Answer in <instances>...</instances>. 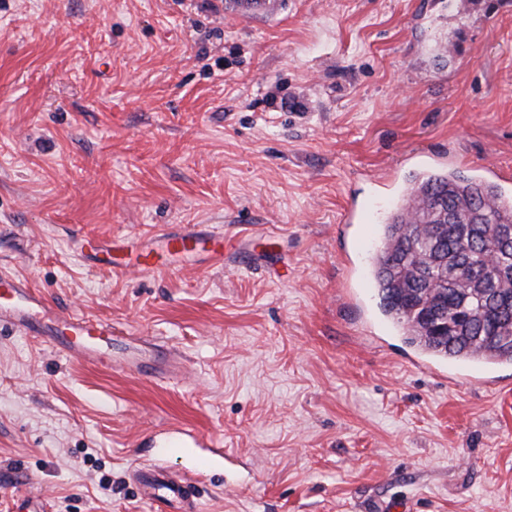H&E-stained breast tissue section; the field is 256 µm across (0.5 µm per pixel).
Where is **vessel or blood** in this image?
<instances>
[{
    "label": "vessel or blood",
    "instance_id": "1",
    "mask_svg": "<svg viewBox=\"0 0 512 512\" xmlns=\"http://www.w3.org/2000/svg\"><path fill=\"white\" fill-rule=\"evenodd\" d=\"M392 204L387 187H380L378 197L369 200L365 207H350L345 223L374 224L383 211ZM223 237L215 229L197 225L183 227L177 232H159L152 235L135 262L119 258L123 246L112 243L106 247H93L91 256L109 265L113 272L123 274L131 269L154 271L153 254L166 252L188 258L203 251L217 253ZM17 327L33 338L47 342L60 351L85 361L98 363L112 353L118 343L112 326L106 322L92 323L88 318L62 313L54 309L47 298L32 289L28 281L11 273L0 272V327ZM156 363L152 343L142 345L138 354L125 361V368L144 373ZM204 435L177 424L167 432L156 435L152 446L158 458H165L174 448H196L204 443ZM143 497L153 503L168 506L178 504L181 512H197L195 488L187 479L175 477L164 470L141 468L137 471Z\"/></svg>",
    "mask_w": 512,
    "mask_h": 512
}]
</instances>
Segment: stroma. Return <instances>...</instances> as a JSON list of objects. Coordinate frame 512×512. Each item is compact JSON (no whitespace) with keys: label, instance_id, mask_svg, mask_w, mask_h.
<instances>
[{"label":"stroma","instance_id":"obj_1","mask_svg":"<svg viewBox=\"0 0 512 512\" xmlns=\"http://www.w3.org/2000/svg\"><path fill=\"white\" fill-rule=\"evenodd\" d=\"M448 152L512 189V0H0V271L189 367L0 327V512H157L132 474L178 422L224 451L199 512H512V365L408 366L347 275L351 202ZM185 224L223 263L80 254ZM144 343L140 348V353L133 355L128 361L115 362V365H121L138 373H145L149 369H153L157 363L154 344L146 341Z\"/></svg>","mask_w":512,"mask_h":512}]
</instances>
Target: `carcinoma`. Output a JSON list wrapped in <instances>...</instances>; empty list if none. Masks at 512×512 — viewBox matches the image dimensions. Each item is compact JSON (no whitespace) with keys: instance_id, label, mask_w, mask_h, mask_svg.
<instances>
[{"instance_id":"cac0c4a2","label":"carcinoma","mask_w":512,"mask_h":512,"mask_svg":"<svg viewBox=\"0 0 512 512\" xmlns=\"http://www.w3.org/2000/svg\"><path fill=\"white\" fill-rule=\"evenodd\" d=\"M412 203L380 225L369 274L379 308L409 342L460 364H512V193L445 169L410 180ZM442 306L448 332L430 315Z\"/></svg>"}]
</instances>
